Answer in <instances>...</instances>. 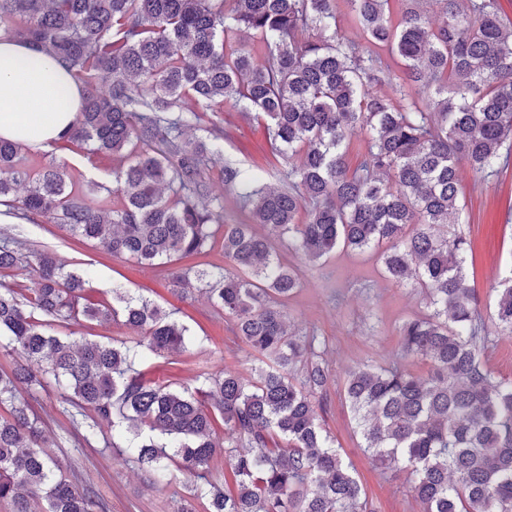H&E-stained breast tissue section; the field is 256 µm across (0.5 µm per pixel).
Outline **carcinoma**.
<instances>
[{
    "mask_svg": "<svg viewBox=\"0 0 512 512\" xmlns=\"http://www.w3.org/2000/svg\"><path fill=\"white\" fill-rule=\"evenodd\" d=\"M345 2L361 42L341 34L337 0H0V30L42 46L84 87L59 142L123 160L108 182L76 188L52 162L28 169L23 146L0 138V204L144 264L203 255L222 237L224 266L199 268L194 281L268 361L249 380L211 373L193 392L148 378L135 361L186 352L184 326L118 289L94 300L89 271L0 236V270L30 275L22 288L0 287V348L14 355L0 373L9 512H107L43 448L23 385L75 405L87 446L112 425L109 446L152 483H169L176 467L190 499L172 512H368L320 421L325 342L287 325L301 271L273 251L283 237L309 263L338 248L374 254L432 307L399 325L392 365L363 363L343 382L372 464L407 472L421 512H512V379L484 360L496 337L512 335V273L483 309L465 271L470 241L441 231L470 223L460 165L489 181L512 163V21L499 0ZM226 102L266 120L280 187L224 157L219 131L187 135L198 113ZM359 131L364 150L351 168L345 148ZM215 169L246 220L224 221ZM103 191L116 198L110 209ZM79 320L119 322L143 339L54 334ZM409 360L428 363V375L405 369ZM221 454L230 492L211 467Z\"/></svg>",
    "mask_w": 512,
    "mask_h": 512,
    "instance_id": "obj_1",
    "label": "carcinoma"
}]
</instances>
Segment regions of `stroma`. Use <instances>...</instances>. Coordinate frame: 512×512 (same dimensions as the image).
I'll use <instances>...</instances> for the list:
<instances>
[{
    "label": "stroma",
    "instance_id": "stroma-1",
    "mask_svg": "<svg viewBox=\"0 0 512 512\" xmlns=\"http://www.w3.org/2000/svg\"><path fill=\"white\" fill-rule=\"evenodd\" d=\"M203 124H217L224 134V154L244 167L261 168L265 181L277 185V161L263 119L228 105L207 112ZM25 163L39 169L47 163L65 168L68 176L87 182L103 179L119 163L112 155H83L52 145L23 151ZM462 195L471 216L464 230L472 251L466 271L482 303H492L493 282L512 272V167L492 181L480 182L469 168H461ZM14 236L22 250H46L68 269L92 267L89 283L94 298L111 299L113 288L155 303L185 326L193 343L189 353L153 362L152 375L174 389L201 386V373L228 369L249 376L256 358L229 330L224 314L195 289L179 290L172 270H194L203 262L222 263L219 252L210 257H185L175 263L147 265L116 257L101 245L73 238L57 224L42 220L1 224L0 234ZM283 263L301 265L302 286L288 301L286 312L300 332H314L326 342L324 357L332 380L323 403L326 427L344 458L352 462L372 512H421L409 489L407 473L372 466L362 448L352 415L342 393L347 372L357 364L391 362L399 345L398 327L407 317L423 314L427 306L412 288L387 279L375 256L342 249L315 264H300L287 244L276 243ZM33 409L40 419L43 445L58 457L65 474L77 487L99 493L108 512H171L187 494L186 481L174 474L169 484L151 485L142 471L123 462L118 449L107 447L110 425L101 428V440L80 444L68 413L69 406L55 389L38 391Z\"/></svg>",
    "mask_w": 512,
    "mask_h": 512
}]
</instances>
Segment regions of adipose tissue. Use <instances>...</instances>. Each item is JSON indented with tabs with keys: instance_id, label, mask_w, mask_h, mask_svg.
Instances as JSON below:
<instances>
[{
	"instance_id": "adipose-tissue-1",
	"label": "adipose tissue",
	"mask_w": 512,
	"mask_h": 512,
	"mask_svg": "<svg viewBox=\"0 0 512 512\" xmlns=\"http://www.w3.org/2000/svg\"><path fill=\"white\" fill-rule=\"evenodd\" d=\"M82 86L39 45L0 31V137L48 147L74 123Z\"/></svg>"
}]
</instances>
